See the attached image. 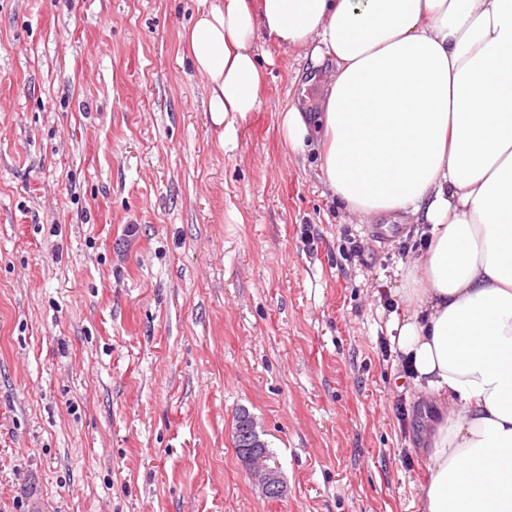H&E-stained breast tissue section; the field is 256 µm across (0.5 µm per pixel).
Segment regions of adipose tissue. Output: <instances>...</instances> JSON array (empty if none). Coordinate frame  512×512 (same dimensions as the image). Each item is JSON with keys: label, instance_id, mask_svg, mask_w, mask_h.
<instances>
[{"label": "adipose tissue", "instance_id": "1", "mask_svg": "<svg viewBox=\"0 0 512 512\" xmlns=\"http://www.w3.org/2000/svg\"><path fill=\"white\" fill-rule=\"evenodd\" d=\"M220 136L257 42L329 66L326 190L422 226L393 344L434 410L424 512H512V0H201L184 34Z\"/></svg>", "mask_w": 512, "mask_h": 512}]
</instances>
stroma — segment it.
<instances>
[{
    "label": "stroma",
    "instance_id": "1",
    "mask_svg": "<svg viewBox=\"0 0 512 512\" xmlns=\"http://www.w3.org/2000/svg\"><path fill=\"white\" fill-rule=\"evenodd\" d=\"M198 6L0 0V512H421L431 418L385 344L427 242L376 239L289 147L325 95L299 49L258 44L218 138ZM303 113L305 112L293 105L285 111L282 118V126L288 145L293 150L303 149L306 137L310 133L309 117ZM240 447L237 448L234 436V445L238 455L249 466L254 479L269 497L279 498L284 493V485L279 471L268 465L269 458L266 443L257 431V423L248 413H240L237 417Z\"/></svg>",
    "mask_w": 512,
    "mask_h": 512
}]
</instances>
